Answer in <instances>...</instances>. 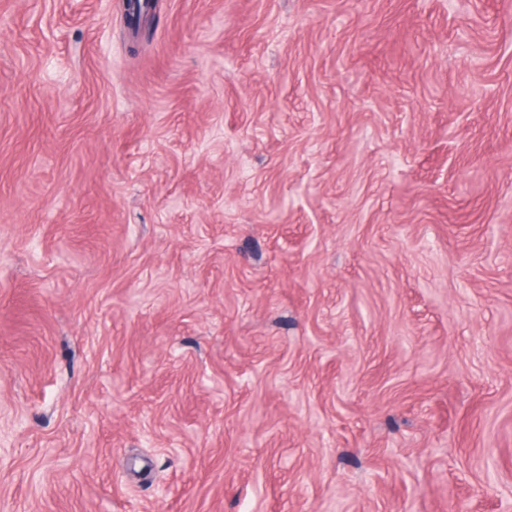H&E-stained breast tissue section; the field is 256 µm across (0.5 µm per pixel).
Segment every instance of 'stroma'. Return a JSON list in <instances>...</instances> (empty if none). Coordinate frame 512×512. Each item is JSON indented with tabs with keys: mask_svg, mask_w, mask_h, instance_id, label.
Instances as JSON below:
<instances>
[{
	"mask_svg": "<svg viewBox=\"0 0 512 512\" xmlns=\"http://www.w3.org/2000/svg\"><path fill=\"white\" fill-rule=\"evenodd\" d=\"M0 0V512H512V0Z\"/></svg>",
	"mask_w": 512,
	"mask_h": 512,
	"instance_id": "1",
	"label": "stroma"
}]
</instances>
